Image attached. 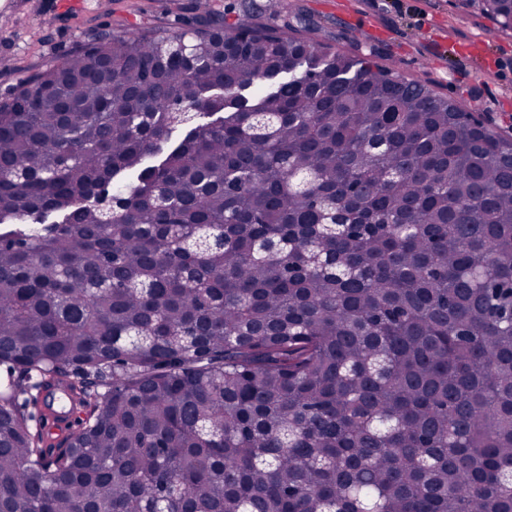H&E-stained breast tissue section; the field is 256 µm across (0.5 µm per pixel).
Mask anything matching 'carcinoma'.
<instances>
[{
	"label": "carcinoma",
	"mask_w": 512,
	"mask_h": 512,
	"mask_svg": "<svg viewBox=\"0 0 512 512\" xmlns=\"http://www.w3.org/2000/svg\"><path fill=\"white\" fill-rule=\"evenodd\" d=\"M201 8L0 102V512H512V139ZM40 396L44 408L39 426H44L43 433L47 440L53 442L60 435L73 434L78 427L81 412L68 385L59 382L47 383Z\"/></svg>",
	"instance_id": "cac0c4a2"
}]
</instances>
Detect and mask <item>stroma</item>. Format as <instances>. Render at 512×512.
I'll return each instance as SVG.
<instances>
[{"mask_svg": "<svg viewBox=\"0 0 512 512\" xmlns=\"http://www.w3.org/2000/svg\"><path fill=\"white\" fill-rule=\"evenodd\" d=\"M14 0L0 24V101L24 78L61 61L106 24L168 28L196 0ZM226 23L287 26L290 34L396 65L465 111L512 132V33L463 0H209Z\"/></svg>", "mask_w": 512, "mask_h": 512, "instance_id": "stroma-1", "label": "stroma"}]
</instances>
